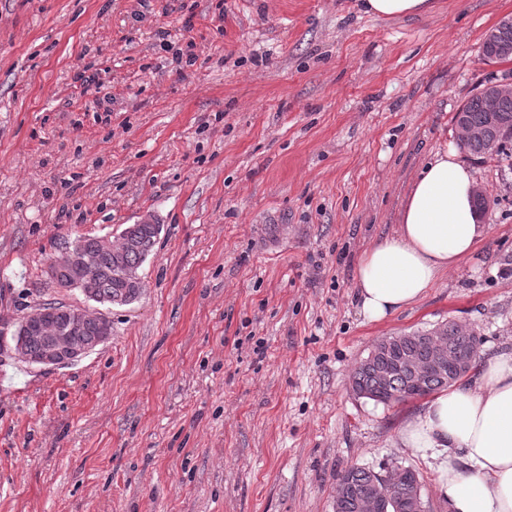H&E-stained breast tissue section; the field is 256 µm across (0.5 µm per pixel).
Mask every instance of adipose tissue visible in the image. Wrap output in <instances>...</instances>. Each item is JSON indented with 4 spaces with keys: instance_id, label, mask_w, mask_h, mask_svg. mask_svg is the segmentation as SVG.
<instances>
[{
    "instance_id": "ef3b65f1",
    "label": "adipose tissue",
    "mask_w": 512,
    "mask_h": 512,
    "mask_svg": "<svg viewBox=\"0 0 512 512\" xmlns=\"http://www.w3.org/2000/svg\"><path fill=\"white\" fill-rule=\"evenodd\" d=\"M475 178L455 146L413 181L393 235L365 250L354 274L367 321L421 299L486 236L473 207ZM399 440L433 462L448 512H512V351L478 359L472 378L432 395Z\"/></svg>"
}]
</instances>
